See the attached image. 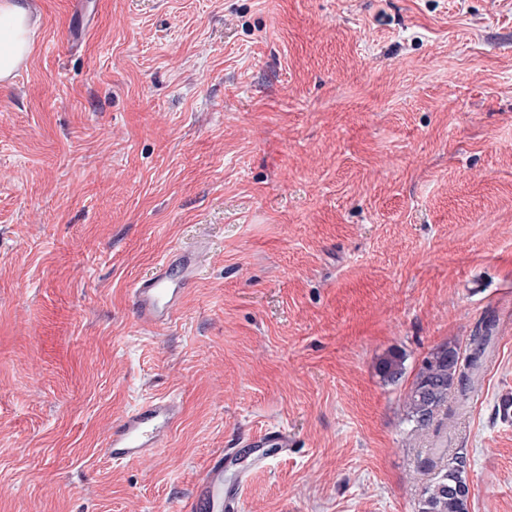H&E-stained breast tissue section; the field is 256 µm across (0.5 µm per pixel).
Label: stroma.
<instances>
[{
    "instance_id": "obj_1",
    "label": "stroma",
    "mask_w": 512,
    "mask_h": 512,
    "mask_svg": "<svg viewBox=\"0 0 512 512\" xmlns=\"http://www.w3.org/2000/svg\"><path fill=\"white\" fill-rule=\"evenodd\" d=\"M33 4L0 82V512H180L280 429L241 512H417L406 396L491 313L451 445L470 512H512V0ZM201 244L172 324L138 320ZM150 397L183 406L165 446L105 460ZM203 248L182 250L154 273L136 281L132 304L140 321L151 326L171 324L186 287L198 275ZM250 444H253L251 465L260 466L269 458L287 454L290 441L287 431L277 430L261 436Z\"/></svg>"
}]
</instances>
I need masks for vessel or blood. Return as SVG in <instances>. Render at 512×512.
I'll return each instance as SVG.
<instances>
[{"instance_id": "vessel-or-blood-1", "label": "vessel or blood", "mask_w": 512, "mask_h": 512, "mask_svg": "<svg viewBox=\"0 0 512 512\" xmlns=\"http://www.w3.org/2000/svg\"><path fill=\"white\" fill-rule=\"evenodd\" d=\"M203 255L199 248L180 251L154 273L136 281L132 304L140 321L156 327L171 324L186 287L201 269ZM181 413L180 404L169 397L140 403L113 425L103 444L104 457L114 463H126L152 455L164 446ZM289 444L284 430L261 436L252 449L253 465L287 454ZM241 467L235 449L213 456L185 503V512H241L240 482L224 480L226 471Z\"/></svg>"}]
</instances>
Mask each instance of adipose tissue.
<instances>
[{
    "label": "adipose tissue",
    "mask_w": 512,
    "mask_h": 512,
    "mask_svg": "<svg viewBox=\"0 0 512 512\" xmlns=\"http://www.w3.org/2000/svg\"><path fill=\"white\" fill-rule=\"evenodd\" d=\"M38 22L28 0H0V81H7L31 54Z\"/></svg>",
    "instance_id": "ef3b65f1"
}]
</instances>
